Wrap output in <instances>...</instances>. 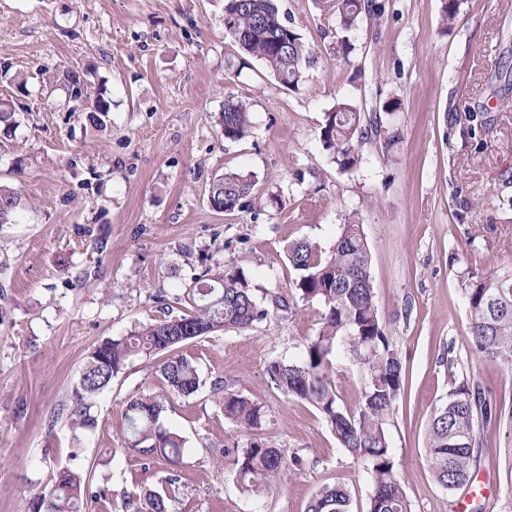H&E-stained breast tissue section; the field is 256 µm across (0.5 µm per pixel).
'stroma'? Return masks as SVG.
<instances>
[{
	"instance_id": "obj_1",
	"label": "stroma",
	"mask_w": 512,
	"mask_h": 512,
	"mask_svg": "<svg viewBox=\"0 0 512 512\" xmlns=\"http://www.w3.org/2000/svg\"><path fill=\"white\" fill-rule=\"evenodd\" d=\"M226 4L0 0V99L19 118L12 133L0 132V185L25 201L16 222L0 226V512H22L30 495L51 487L69 443L65 419L53 414L87 351L158 317L157 296L180 294L218 257L248 272L259 300L287 296L288 312L188 345L206 385L165 417L188 440L181 465L146 470L118 450L127 399L161 388L154 361L142 358L98 397L85 463L116 449L103 471L118 496L178 476L175 512H307L319 488L337 483L350 490L354 512H367L370 477L311 405L273 389L265 374L270 360L297 358L319 329L318 305L289 288L296 273L285 246L305 238L329 248L352 220L367 236L383 327L409 374L388 432L412 512L495 503L498 430L480 452L471 496L433 480L426 446L433 408L462 379L512 405V372L469 351L459 285L465 268L512 267V207L498 198L500 174L512 170V89L491 82L499 63L512 65V0H462L448 25L444 0H385L382 17L348 32L335 0H277L309 51L296 91L260 61H241ZM343 38L346 57L336 52ZM71 71L106 90V130L85 129L73 111L60 87ZM230 97L251 112L252 132L240 141L225 139L219 123ZM346 98L368 115L388 101L395 109L363 144L361 165L342 173L320 128ZM475 104L492 123L468 143L460 131ZM228 170L252 175L258 209L210 207L209 185ZM218 378L264 406L260 428L225 419L209 387ZM253 440L307 461L258 502L218 463L219 445Z\"/></svg>"
}]
</instances>
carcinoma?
Listing matches in <instances>:
<instances>
[{"label": "carcinoma", "instance_id": "cac0c4a2", "mask_svg": "<svg viewBox=\"0 0 512 512\" xmlns=\"http://www.w3.org/2000/svg\"><path fill=\"white\" fill-rule=\"evenodd\" d=\"M341 26L349 31L362 16L376 19L385 4L374 0H336ZM224 20L227 33L247 55L261 61L283 86L296 89L303 80L309 54L302 38L279 15L275 0H229ZM72 101L83 98L80 78L66 75L61 84ZM87 123L103 126L111 102L103 95L82 108ZM471 125L463 132L470 139L484 131L491 120L477 107L469 109ZM365 113L354 100H343L325 113L320 141L342 173L362 162L365 135L379 132L377 115L364 121ZM224 138L240 140L250 133L247 104L233 98L220 113ZM18 125L17 112L0 104V131L10 133ZM252 175L228 171L213 180L208 200L217 212L255 208ZM23 205L17 192L0 188V224H12ZM286 258L296 271L290 284L302 300L321 309L317 334L302 343L296 360L273 359L266 366L270 386L284 396L312 405L333 432L340 447L363 466L373 490L369 512H411V503L399 475L387 425L396 403L405 392L406 367L398 350L385 335L372 287L370 249L363 225L342 224L336 239L324 250L308 240H294L286 247ZM461 293L468 317V341L484 362L512 369V267H502L462 276ZM163 317L134 326L119 338H106L92 347L74 381L66 413L71 446L67 460L56 465L52 486L25 500L23 512H86L94 503L99 512H117L110 477L96 474L76 463L87 435L97 424L96 398L112 384L129 362L137 357L157 360L164 389L140 393L126 401L121 424L120 451L133 454L144 469L157 461L183 462L188 440L165 425L164 416L172 399L189 397L204 385L199 368L184 353L191 341L226 330H241L288 311V302L275 301L272 311L259 301L250 276L234 260L218 258L190 278L173 305L158 298ZM344 358L360 374L357 406L339 402L331 378L333 360ZM213 394L224 418L247 429L261 426L263 406L214 382ZM495 426L504 431L503 495L506 512H512V406L491 404L481 385L463 381L448 391L446 403L433 408L428 427L427 453L435 482L448 491L467 485L477 467L479 448L488 443L483 430ZM225 464L235 474L241 494L262 499L274 478L287 468L299 469L304 459H286L278 448L254 440L241 448L224 446ZM183 494L180 480L170 476L158 487L143 488L123 496L122 512H170ZM308 512H351V496L342 485H325L312 497Z\"/></svg>", "mask_w": 512, "mask_h": 512}]
</instances>
